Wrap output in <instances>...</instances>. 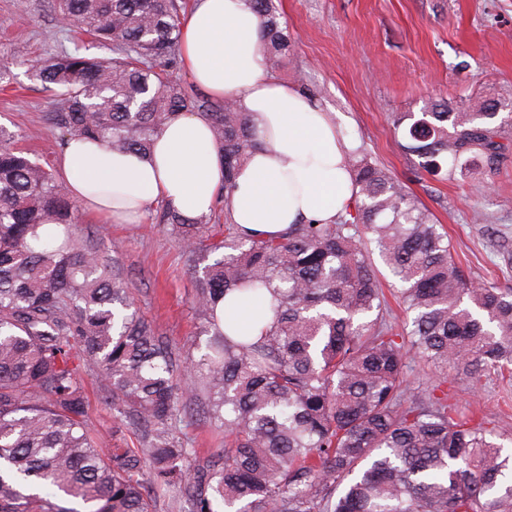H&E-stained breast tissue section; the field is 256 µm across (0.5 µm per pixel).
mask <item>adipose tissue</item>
Here are the masks:
<instances>
[{
	"label": "adipose tissue",
	"mask_w": 512,
	"mask_h": 512,
	"mask_svg": "<svg viewBox=\"0 0 512 512\" xmlns=\"http://www.w3.org/2000/svg\"><path fill=\"white\" fill-rule=\"evenodd\" d=\"M180 51L193 82L235 102L261 143L236 175L233 223L274 236L292 224L334 223L353 206L348 142L330 112L267 73L248 0H197L181 26ZM222 155L208 121L182 114L155 136L147 158L69 141L59 179L86 213L113 224L137 223L160 202L196 218L224 190Z\"/></svg>",
	"instance_id": "ef3b65f1"
}]
</instances>
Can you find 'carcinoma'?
Here are the masks:
<instances>
[{
	"mask_svg": "<svg viewBox=\"0 0 512 512\" xmlns=\"http://www.w3.org/2000/svg\"><path fill=\"white\" fill-rule=\"evenodd\" d=\"M261 51L291 42L275 0H249ZM59 22L112 46L32 66L70 139L147 155L180 112L223 148L224 223L170 206L158 223L190 257L214 256L193 308L191 350L162 340L112 258L71 224L75 201L49 163L0 125V512H156L181 488L187 512H512V455L448 404L447 373L473 383L512 366V288L473 281L443 227L389 170L348 152L352 211L276 237L232 222L236 170L259 145L246 113L174 84L183 0H51ZM497 107L428 102L401 113L405 150L431 175L492 169L506 145ZM404 284L392 315L373 250ZM256 310L249 332L224 299ZM419 365L442 374L411 386ZM139 431L136 448L94 433L84 374ZM202 420L224 449L198 456L176 435Z\"/></svg>",
	"mask_w": 512,
	"mask_h": 512,
	"instance_id": "obj_1",
	"label": "carcinoma"
}]
</instances>
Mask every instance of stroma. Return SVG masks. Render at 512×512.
Wrapping results in <instances>:
<instances>
[{
  "label": "stroma",
  "mask_w": 512,
  "mask_h": 512,
  "mask_svg": "<svg viewBox=\"0 0 512 512\" xmlns=\"http://www.w3.org/2000/svg\"><path fill=\"white\" fill-rule=\"evenodd\" d=\"M278 8L291 49L268 64L269 74L332 112L347 140L404 183L445 225L471 278L512 288V133L492 171L444 181L418 170L392 125L394 114L420 113L431 98L458 112L486 101L498 102L500 114L512 112V0H279ZM19 44L34 60L77 45L98 57L113 52L61 29L48 0H0V61L13 75L0 86V125L17 134L30 157L54 164L63 144L47 119L50 95L13 65ZM477 210L483 218L476 223ZM74 222L112 248L136 309L158 335L188 348L198 332L193 301L200 281L175 237L149 213L137 224H108L79 209ZM85 383L93 426L111 435L113 447H136L132 430L114 434L93 375ZM447 387L458 419L485 421L512 454V379L494 376L473 386L452 377Z\"/></svg>",
  "instance_id": "stroma-1"
}]
</instances>
